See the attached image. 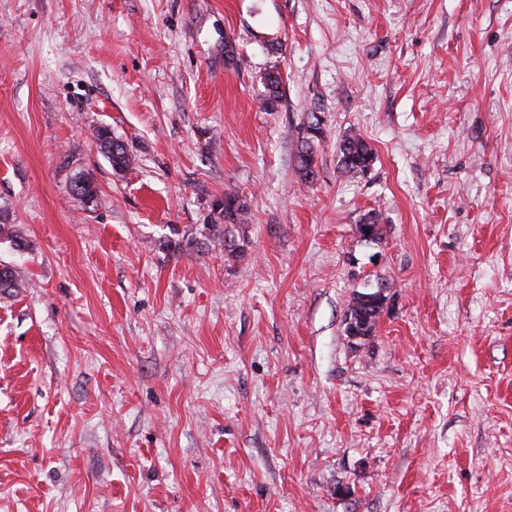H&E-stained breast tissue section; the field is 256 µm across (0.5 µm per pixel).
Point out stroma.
Listing matches in <instances>:
<instances>
[{"instance_id":"1","label":"stroma","mask_w":512,"mask_h":512,"mask_svg":"<svg viewBox=\"0 0 512 512\" xmlns=\"http://www.w3.org/2000/svg\"><path fill=\"white\" fill-rule=\"evenodd\" d=\"M0 217V512H512V0H0ZM263 79L265 95L264 99L262 100V104L266 110H271L275 108L277 102L280 100V97L282 96V76L280 71L278 70V66L273 65L272 67L267 69ZM95 138L111 159L112 168L123 171L131 164V158L123 143L112 138V132L106 127H100L95 131ZM338 150L342 169L346 173H364L373 160L372 150L359 134L344 137ZM218 214L224 220V224H208V236L214 245L224 247V255L229 258H236L240 245L236 240L235 231L245 223V216L248 212L247 202L240 196L227 193L224 201L217 204ZM374 292V291H373ZM373 292H358L350 300L347 313L345 316L346 332L349 335V322L348 319L354 320L357 327L361 324L364 325L365 336H371L375 327L376 321L383 311V305L379 302L377 305L369 306L368 303L363 302L360 296H368Z\"/></svg>"}]
</instances>
